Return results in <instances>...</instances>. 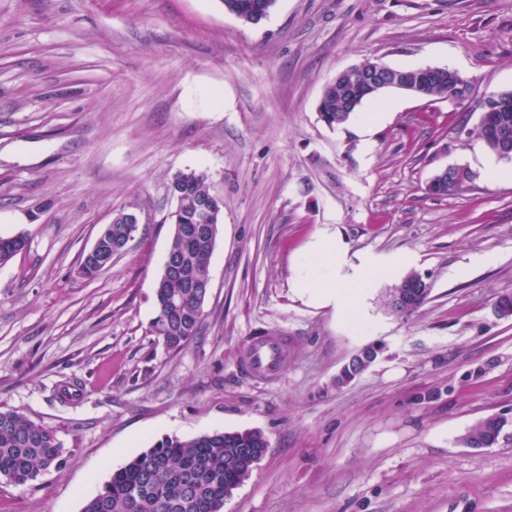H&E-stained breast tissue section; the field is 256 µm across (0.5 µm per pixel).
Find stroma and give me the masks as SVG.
<instances>
[{"mask_svg": "<svg viewBox=\"0 0 512 512\" xmlns=\"http://www.w3.org/2000/svg\"><path fill=\"white\" fill-rule=\"evenodd\" d=\"M367 59L453 69L474 96L392 90L328 127L324 86ZM510 90L512 0H278L258 25L222 0H0V236L27 240L0 265V408L66 450L62 471L0 483V512H80L158 440L245 429L269 449L224 512H512V317L496 312L512 163L478 137L475 102ZM449 166L466 182L429 195ZM187 170L208 174L223 221L202 330L173 351L150 324ZM122 210L133 240L79 275ZM324 233L354 260L410 256L426 302L390 308L401 269L373 275L361 318L298 294ZM277 333L274 379L242 366ZM492 414L497 443L464 444Z\"/></svg>", "mask_w": 512, "mask_h": 512, "instance_id": "35a3bbf8", "label": "stroma"}]
</instances>
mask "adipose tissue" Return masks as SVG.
<instances>
[{
	"label": "adipose tissue",
	"instance_id": "adipose-tissue-1",
	"mask_svg": "<svg viewBox=\"0 0 512 512\" xmlns=\"http://www.w3.org/2000/svg\"><path fill=\"white\" fill-rule=\"evenodd\" d=\"M316 259L312 270L297 280V291L322 306L348 309L360 303V296L351 294L349 285H365L371 273L388 272L402 266L399 258H364L352 262L345 245L336 237L322 236L311 247Z\"/></svg>",
	"mask_w": 512,
	"mask_h": 512
}]
</instances>
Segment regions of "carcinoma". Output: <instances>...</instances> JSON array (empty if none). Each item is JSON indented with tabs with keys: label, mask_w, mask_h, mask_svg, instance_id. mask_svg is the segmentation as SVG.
<instances>
[{
	"label": "carcinoma",
	"mask_w": 512,
	"mask_h": 512,
	"mask_svg": "<svg viewBox=\"0 0 512 512\" xmlns=\"http://www.w3.org/2000/svg\"><path fill=\"white\" fill-rule=\"evenodd\" d=\"M224 8L246 23L254 22L253 6L272 12L277 0H223ZM407 77L420 84L424 96L464 100L462 90L469 83L456 71L441 68L427 75L417 69L406 70ZM378 93L362 88L343 74L327 84L318 111L327 126H336V116L349 102H363ZM482 112L512 137V91L483 95L477 102ZM171 189L178 208L170 214L172 224L167 257L177 269L163 267L155 286V317L151 332L164 346L180 350L198 336L203 323L206 288H191L188 281L210 273L211 257L217 236H192L186 228L193 224H221L222 202L214 198L211 211L195 214L192 199L212 193L203 171L180 172ZM139 226L135 214L124 211L105 225L97 241V254L80 260L79 272L94 278L108 265L112 247L124 243ZM23 236H0V264L7 263L24 249ZM498 423L489 416L479 421L463 437V442L491 443ZM269 442L259 430L213 432L182 439L166 437L142 451L112 472L81 512H223L224 499L230 497L262 459ZM64 463V446L55 431L13 410H0V480L14 486H28Z\"/></svg>",
	"instance_id": "carcinoma-1"
}]
</instances>
